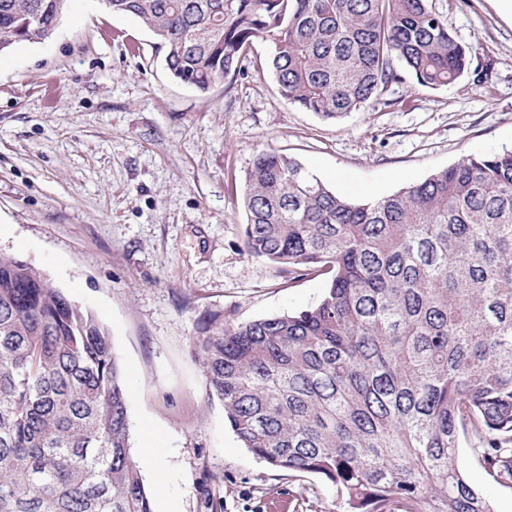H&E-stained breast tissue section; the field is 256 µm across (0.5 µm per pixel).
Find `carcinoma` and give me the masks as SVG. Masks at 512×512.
Here are the masks:
<instances>
[{"mask_svg":"<svg viewBox=\"0 0 512 512\" xmlns=\"http://www.w3.org/2000/svg\"><path fill=\"white\" fill-rule=\"evenodd\" d=\"M68 0H0V52L47 38ZM158 38L173 77L208 91L268 40L280 95L326 121L410 77L439 89L489 65L430 0H109ZM244 251L328 276L305 309L199 341L209 394L243 446L314 474L345 512H493L460 437L512 482V150L468 155L376 199L337 194L258 154ZM128 390L105 326L0 255V512H152L130 452Z\"/></svg>","mask_w":512,"mask_h":512,"instance_id":"obj_1","label":"carcinoma"}]
</instances>
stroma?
<instances>
[{"label":"stroma","mask_w":512,"mask_h":512,"mask_svg":"<svg viewBox=\"0 0 512 512\" xmlns=\"http://www.w3.org/2000/svg\"><path fill=\"white\" fill-rule=\"evenodd\" d=\"M486 82L407 79L326 122L281 97L255 42L207 92L171 76L137 19L70 0L54 33L0 54V253L19 256L108 329L129 391L131 454L153 512H338L320 476L243 448L211 397L198 340L316 304L327 278L289 279L243 249L245 176L262 152L297 159L351 200L392 194L463 156L512 149V22L496 0H431ZM462 436L469 481L495 512L512 483Z\"/></svg>","instance_id":"stroma-1"}]
</instances>
